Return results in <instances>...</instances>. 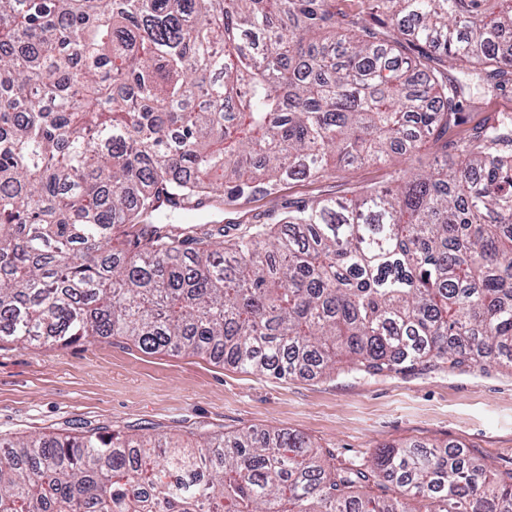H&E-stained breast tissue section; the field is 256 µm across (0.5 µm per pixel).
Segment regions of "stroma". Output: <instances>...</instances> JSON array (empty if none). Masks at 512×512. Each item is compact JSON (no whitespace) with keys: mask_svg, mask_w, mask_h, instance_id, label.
I'll return each instance as SVG.
<instances>
[{"mask_svg":"<svg viewBox=\"0 0 512 512\" xmlns=\"http://www.w3.org/2000/svg\"><path fill=\"white\" fill-rule=\"evenodd\" d=\"M500 112L512 113V84L492 95L472 87L449 139ZM389 175L386 165L364 164L330 178L290 181L275 195L200 214L224 225L273 224L298 201L344 196L385 183ZM101 426L185 439L204 432L284 430L308 438L336 465L358 468L370 466L387 445L451 443L504 475L512 472V373L440 366L278 378L205 355L147 353L120 337L62 348L0 345V432L69 435Z\"/></svg>","mask_w":512,"mask_h":512,"instance_id":"obj_1","label":"stroma"}]
</instances>
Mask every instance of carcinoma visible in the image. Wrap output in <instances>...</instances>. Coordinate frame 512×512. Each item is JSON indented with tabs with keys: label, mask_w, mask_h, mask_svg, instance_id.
I'll use <instances>...</instances> for the list:
<instances>
[{
	"label": "carcinoma",
	"mask_w": 512,
	"mask_h": 512,
	"mask_svg": "<svg viewBox=\"0 0 512 512\" xmlns=\"http://www.w3.org/2000/svg\"><path fill=\"white\" fill-rule=\"evenodd\" d=\"M0 0V343L125 338L278 377L512 368V113L448 141L464 85L512 83V0ZM351 197L233 234L171 224L368 161ZM457 449L336 468L281 430L0 434V512H512ZM387 482L391 498L363 489Z\"/></svg>",
	"instance_id": "1"
}]
</instances>
